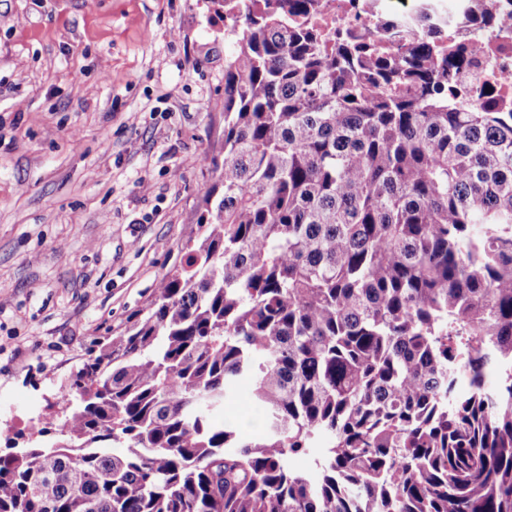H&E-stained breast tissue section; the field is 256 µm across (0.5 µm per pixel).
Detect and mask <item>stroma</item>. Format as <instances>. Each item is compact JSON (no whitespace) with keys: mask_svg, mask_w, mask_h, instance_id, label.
<instances>
[{"mask_svg":"<svg viewBox=\"0 0 512 512\" xmlns=\"http://www.w3.org/2000/svg\"><path fill=\"white\" fill-rule=\"evenodd\" d=\"M233 48L211 0H0V446L177 264Z\"/></svg>","mask_w":512,"mask_h":512,"instance_id":"35a3bbf8","label":"stroma"}]
</instances>
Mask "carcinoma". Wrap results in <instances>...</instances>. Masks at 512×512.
Here are the masks:
<instances>
[{
    "label": "carcinoma",
    "mask_w": 512,
    "mask_h": 512,
    "mask_svg": "<svg viewBox=\"0 0 512 512\" xmlns=\"http://www.w3.org/2000/svg\"><path fill=\"white\" fill-rule=\"evenodd\" d=\"M212 3L221 187L67 412L0 450V512H512V112L455 98L425 17L363 41L323 0ZM242 380L257 438L217 418Z\"/></svg>",
    "instance_id": "1"
}]
</instances>
